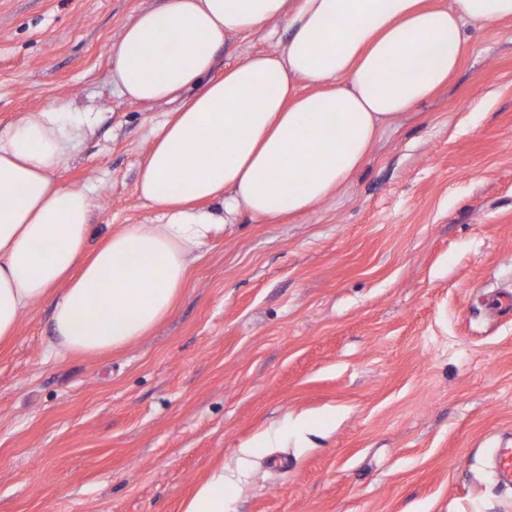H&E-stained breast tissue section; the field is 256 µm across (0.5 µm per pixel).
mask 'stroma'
Listing matches in <instances>:
<instances>
[{
	"label": "stroma",
	"mask_w": 512,
	"mask_h": 512,
	"mask_svg": "<svg viewBox=\"0 0 512 512\" xmlns=\"http://www.w3.org/2000/svg\"><path fill=\"white\" fill-rule=\"evenodd\" d=\"M163 0H0V127L54 102L96 129L63 186L92 234L154 224L134 191L169 107L120 96L107 51ZM445 88L330 199L226 225L170 315L101 356H45L36 303L0 350V512H181L216 468L224 512H512V22L466 26ZM232 38L219 68L275 49Z\"/></svg>",
	"instance_id": "1"
}]
</instances>
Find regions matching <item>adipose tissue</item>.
Listing matches in <instances>:
<instances>
[{
	"instance_id": "ef3b65f1",
	"label": "adipose tissue",
	"mask_w": 512,
	"mask_h": 512,
	"mask_svg": "<svg viewBox=\"0 0 512 512\" xmlns=\"http://www.w3.org/2000/svg\"><path fill=\"white\" fill-rule=\"evenodd\" d=\"M284 19L275 50L213 77L220 49ZM512 21V0H164L108 50L124 97L173 104L139 164L158 224L92 243L93 201L59 185L95 127L49 105L0 128V347L34 303L52 305V356H95L172 310L211 233L241 216L306 212L362 166L379 135L457 71L465 26Z\"/></svg>"
}]
</instances>
